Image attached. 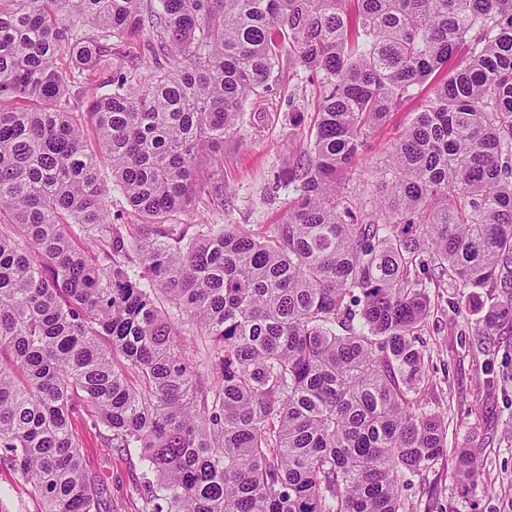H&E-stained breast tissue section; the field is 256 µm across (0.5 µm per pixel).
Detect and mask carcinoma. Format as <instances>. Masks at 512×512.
<instances>
[{"label":"carcinoma","instance_id":"1","mask_svg":"<svg viewBox=\"0 0 512 512\" xmlns=\"http://www.w3.org/2000/svg\"><path fill=\"white\" fill-rule=\"evenodd\" d=\"M285 41L320 94L284 222L168 223ZM425 84L356 213L338 176ZM107 164L141 223H112ZM429 271L512 328V0H0V464L41 512H116L80 415L141 512H409L446 448L417 413ZM148 34L144 32L127 33L122 39L123 44L127 50L128 56L124 59V66L126 68H137L143 75L150 73L152 64L147 57L140 55V47L146 41ZM74 430L83 444V453L88 465L97 469L101 482L107 486L112 505L118 512H138L141 501L131 493V471L129 461L104 443L86 428L84 419L74 418Z\"/></svg>","mask_w":512,"mask_h":512}]
</instances>
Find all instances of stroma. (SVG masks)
I'll list each match as a JSON object with an SVG mask.
<instances>
[{"label":"stroma","instance_id":"obj_1","mask_svg":"<svg viewBox=\"0 0 512 512\" xmlns=\"http://www.w3.org/2000/svg\"><path fill=\"white\" fill-rule=\"evenodd\" d=\"M318 94L308 72L293 63L289 49H282L268 90L244 103L223 150L200 160L203 171L221 167L223 199L200 197L173 215L172 223L236 224L257 238L282 223L297 193L279 177L310 143ZM418 106L414 99L390 112L341 175L348 197L363 210H371L384 194L381 171ZM426 288L431 314L418 345L429 385L421 408L446 424L447 450L413 477L404 495L413 512H512V330L484 333L482 317L497 303V295L437 278L427 281ZM74 429L114 508L139 512L126 457L106 448L83 418H75ZM463 449L479 462V476L467 486L455 476L456 456Z\"/></svg>","mask_w":512,"mask_h":512}]
</instances>
